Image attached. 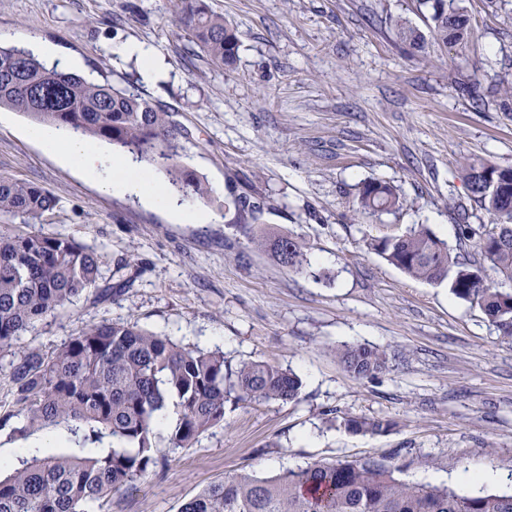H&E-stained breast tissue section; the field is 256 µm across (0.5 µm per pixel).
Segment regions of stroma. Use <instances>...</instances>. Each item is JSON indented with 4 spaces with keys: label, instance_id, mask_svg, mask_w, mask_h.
<instances>
[{
    "label": "stroma",
    "instance_id": "1",
    "mask_svg": "<svg viewBox=\"0 0 512 512\" xmlns=\"http://www.w3.org/2000/svg\"><path fill=\"white\" fill-rule=\"evenodd\" d=\"M238 28V61L224 72L190 52L175 0H0V45L40 42L80 58L85 78L111 80L171 113L186 171L205 180L207 224L179 220L47 151L28 115L0 109V176L47 189L42 223L0 215L16 232L70 236L103 255L108 292L46 316L16 350L51 351L94 324L138 321L175 342L222 349L231 365L268 361L296 371L298 400L226 403L223 423L190 448L155 442L168 463L116 490L102 512H178L224 475H269L313 461L391 456L403 479L477 494L512 492V339L447 283L409 277L370 250L371 239L425 225L465 264L456 205L472 224L465 162L512 167V0H460L467 50L415 51L385 26L426 22L417 0H207ZM152 52L158 74L117 54ZM478 75L483 105L461 82ZM395 186L392 213L358 212L361 182ZM248 199L259 220L242 210ZM303 240L296 274L260 232ZM124 268H117L118 260ZM343 344L384 349L388 371L357 379L336 357ZM14 349V350H15ZM385 418L381 435L349 432L347 417ZM484 466L494 481L460 479Z\"/></svg>",
    "mask_w": 512,
    "mask_h": 512
}]
</instances>
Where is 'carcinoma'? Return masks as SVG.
<instances>
[{
	"label": "carcinoma",
	"mask_w": 512,
	"mask_h": 512,
	"mask_svg": "<svg viewBox=\"0 0 512 512\" xmlns=\"http://www.w3.org/2000/svg\"><path fill=\"white\" fill-rule=\"evenodd\" d=\"M427 12L430 36L444 46H464L471 36L459 0H418ZM176 15L190 47L230 72L237 61L236 28L211 11L205 0H177ZM396 38L422 49L425 36L406 19H385ZM0 107L36 121L69 127L126 149L148 164L166 167L170 184L184 200L206 202L205 182L178 163L182 134L171 113L105 78L89 81L47 67L32 52L0 47ZM487 172L512 182V167L471 163L464 168L469 199L492 218L460 227L464 239L504 277L512 280V212L499 221L501 199L482 191ZM403 200L387 182L362 183L358 210L390 212ZM55 206L54 197L32 183L0 178V214L38 220ZM371 250L408 276L448 281L458 299L477 303L512 339V292L486 284L482 270L452 258L447 243L420 226L405 234L371 240ZM280 263L295 273L306 269L304 243L295 237L276 243ZM103 256L72 237H49L0 229V350L12 347L48 314L100 288ZM343 367L358 379L389 368L387 353L369 345L336 350ZM18 406L0 413V430L26 440L49 430L69 448L47 454L22 447L7 474L0 475V512H93L112 491L146 478L161 451L156 431L177 408L172 448H187L224 421L228 402H290L299 398L301 378L268 362H244L233 369L224 352L186 347L137 322L93 325L51 354L18 353L7 375ZM355 434H381L383 418L350 417ZM386 456L316 461L271 476L236 472L186 500L179 512H512V494H461L449 487L407 482Z\"/></svg>",
	"instance_id": "carcinoma-1"
}]
</instances>
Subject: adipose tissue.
Returning <instances> with one entry per match:
<instances>
[{
  "label": "adipose tissue",
  "mask_w": 512,
  "mask_h": 512,
  "mask_svg": "<svg viewBox=\"0 0 512 512\" xmlns=\"http://www.w3.org/2000/svg\"><path fill=\"white\" fill-rule=\"evenodd\" d=\"M34 136L50 150L61 151L64 159L74 163L88 178H99L103 168H110L108 186L113 192H137L153 205L167 206L171 203L167 193L151 182L133 162L119 156L106 157L95 142L79 137L66 140L57 130L50 128L36 129Z\"/></svg>",
  "instance_id": "adipose-tissue-1"
}]
</instances>
